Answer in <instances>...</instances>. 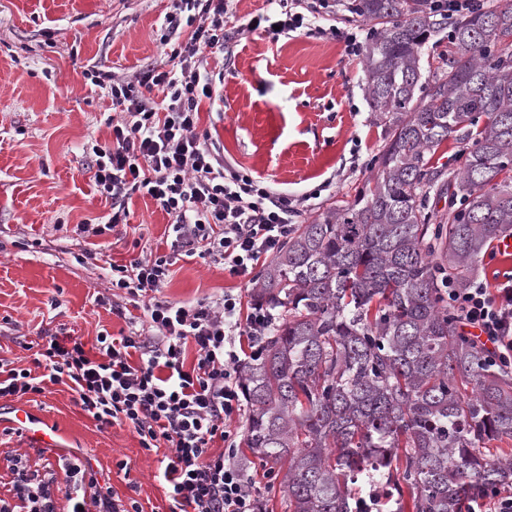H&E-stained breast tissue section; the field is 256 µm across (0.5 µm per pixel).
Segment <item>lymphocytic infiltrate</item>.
<instances>
[{"label": "lymphocytic infiltrate", "mask_w": 512, "mask_h": 512, "mask_svg": "<svg viewBox=\"0 0 512 512\" xmlns=\"http://www.w3.org/2000/svg\"><path fill=\"white\" fill-rule=\"evenodd\" d=\"M271 3L246 31L272 42L298 31L327 35L342 42L347 55H360L356 32L320 26L331 13L330 0ZM231 13V0H171L164 16L165 37L174 43L170 69L148 65L129 78L85 70V79L106 90L114 115L111 143L86 148L109 217L82 230L97 237L128 224L133 196H147L171 217L175 246L247 278L292 234L301 202L226 165L219 144L199 128L202 103L221 99L209 57L223 51ZM156 87L163 93L159 102L150 95ZM170 264L169 257L153 254L111 264L115 295L95 303L119 315L133 303L142 311V329L120 338L98 335L94 357L81 341L44 336L33 368L0 359V398L40 395L48 385L70 382L99 429L127 424L143 449L167 445L159 475L171 512H262L234 462L233 423L245 410L239 370L259 353L274 316L262 306L243 307L241 294L229 291L193 305L158 300ZM448 302L475 343L512 367V274L493 289L477 280L449 289ZM191 347L196 357L190 364ZM217 440L225 445L218 454L211 450ZM11 472L14 498H0V512H58L61 495L67 512H144L136 499L114 498L76 459L62 457L37 470L17 455Z\"/></svg>", "instance_id": "f902f5d3"}]
</instances>
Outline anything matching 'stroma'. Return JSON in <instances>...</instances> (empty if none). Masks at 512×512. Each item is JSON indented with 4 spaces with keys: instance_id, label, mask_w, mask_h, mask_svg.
Here are the masks:
<instances>
[{
    "instance_id": "stroma-1",
    "label": "stroma",
    "mask_w": 512,
    "mask_h": 512,
    "mask_svg": "<svg viewBox=\"0 0 512 512\" xmlns=\"http://www.w3.org/2000/svg\"><path fill=\"white\" fill-rule=\"evenodd\" d=\"M170 0H0V358L31 366L27 343L39 336H97L129 331L127 319L94 302L112 287L111 264L142 252L171 256L160 297L209 302L252 285L223 265L172 247L170 217L136 197L128 225L83 237L81 224L107 214L87 168L88 143L112 139L104 91L90 85V66L130 75L154 64L169 69L160 41ZM210 69L221 77L222 110L201 109V126L224 148V161L262 178L275 191L306 197L301 222L353 201L375 170L385 127L367 102L363 57L342 43L294 33L270 42L258 33L233 35ZM319 198H311L313 190ZM96 252V259L84 256ZM24 409L56 432V445L36 448L14 434ZM26 454L39 469L58 455L82 458L121 499L145 512H170L158 478L161 453L144 450L133 428L99 429L65 384L41 395L0 398V497L10 495L6 459ZM237 461L264 512H288L286 464L240 448Z\"/></svg>"
}]
</instances>
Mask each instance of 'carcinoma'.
Masks as SVG:
<instances>
[{"label":"carcinoma","mask_w":512,"mask_h":512,"mask_svg":"<svg viewBox=\"0 0 512 512\" xmlns=\"http://www.w3.org/2000/svg\"><path fill=\"white\" fill-rule=\"evenodd\" d=\"M370 24V108L387 123L377 174L353 202L296 225L253 288L281 317L241 378L245 444L288 463V512H361L384 483L390 512H470L512 485V369L457 329L444 282L466 288L512 230V7L451 18L428 0H350ZM448 52L421 82L429 40ZM452 139L457 168L431 165ZM448 196V210L430 205Z\"/></svg>","instance_id":"carcinoma-1"}]
</instances>
